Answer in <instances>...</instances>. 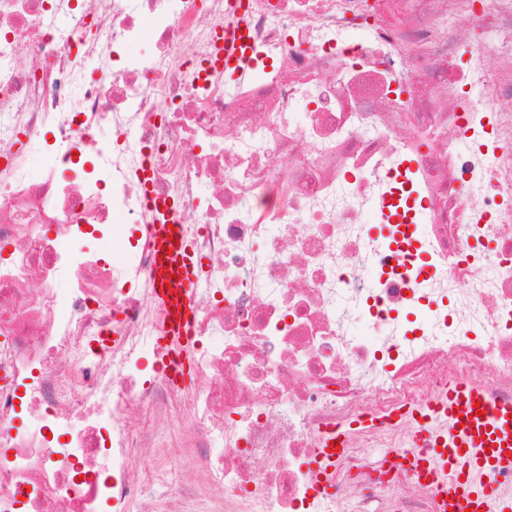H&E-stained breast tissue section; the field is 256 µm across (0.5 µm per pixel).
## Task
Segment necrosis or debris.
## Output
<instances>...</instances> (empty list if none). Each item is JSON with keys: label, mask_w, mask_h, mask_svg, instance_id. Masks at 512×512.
Returning <instances> with one entry per match:
<instances>
[{"label": "necrosis or debris", "mask_w": 512, "mask_h": 512, "mask_svg": "<svg viewBox=\"0 0 512 512\" xmlns=\"http://www.w3.org/2000/svg\"><path fill=\"white\" fill-rule=\"evenodd\" d=\"M454 362L512 404V0H0V512H437ZM153 242L157 253V279L165 288L170 313V341L179 343L185 354L190 350L188 340L187 310L183 301H188L193 290L194 274L183 248L179 229L174 224H152ZM163 258L159 259V255ZM176 282L177 288H171Z\"/></svg>", "instance_id": "4bbe7bcc"}]
</instances>
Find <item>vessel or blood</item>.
<instances>
[{
  "instance_id": "1",
  "label": "vessel or blood",
  "mask_w": 512,
  "mask_h": 512,
  "mask_svg": "<svg viewBox=\"0 0 512 512\" xmlns=\"http://www.w3.org/2000/svg\"><path fill=\"white\" fill-rule=\"evenodd\" d=\"M152 215L153 242L160 255L157 279L167 288L169 331L185 347V302L194 274L179 229L169 222V208L153 209ZM414 420L415 440L428 451L413 456L410 468L433 486L439 512H512V492L493 484L497 473L512 470V404L491 403L478 387L456 380L419 409Z\"/></svg>"
}]
</instances>
